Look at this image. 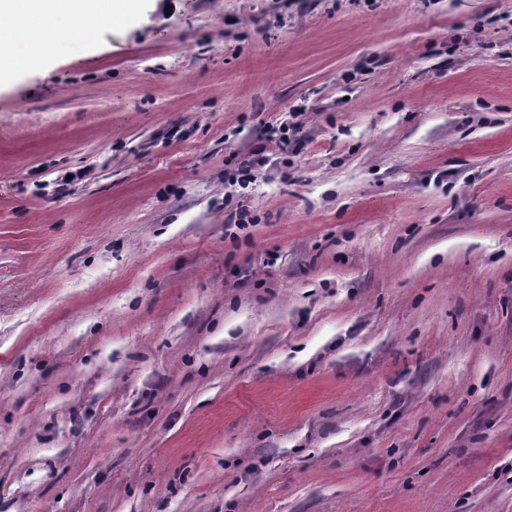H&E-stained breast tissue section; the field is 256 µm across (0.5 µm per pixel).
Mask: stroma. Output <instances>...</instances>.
<instances>
[{"mask_svg": "<svg viewBox=\"0 0 512 512\" xmlns=\"http://www.w3.org/2000/svg\"><path fill=\"white\" fill-rule=\"evenodd\" d=\"M88 28L0 84V512H512V0Z\"/></svg>", "mask_w": 512, "mask_h": 512, "instance_id": "1", "label": "stroma"}]
</instances>
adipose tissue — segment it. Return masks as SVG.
Returning a JSON list of instances; mask_svg holds the SVG:
<instances>
[{
	"label": "adipose tissue",
	"mask_w": 512,
	"mask_h": 512,
	"mask_svg": "<svg viewBox=\"0 0 512 512\" xmlns=\"http://www.w3.org/2000/svg\"><path fill=\"white\" fill-rule=\"evenodd\" d=\"M132 4L133 0H0L1 27L15 26L23 18L37 21L22 38L0 40V78L20 61L36 64L46 55L85 54L88 39L77 33V25L101 10L123 14Z\"/></svg>",
	"instance_id": "ef3b65f1"
}]
</instances>
